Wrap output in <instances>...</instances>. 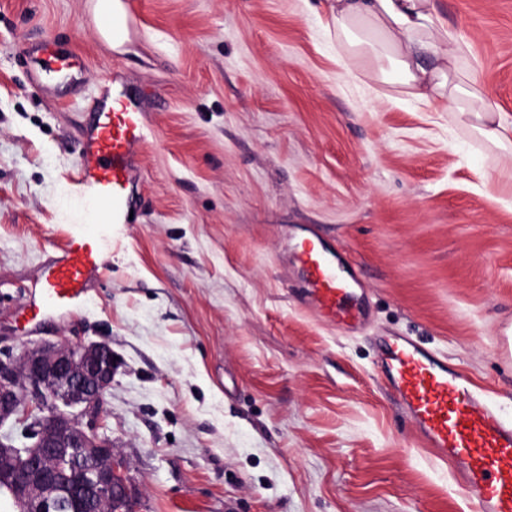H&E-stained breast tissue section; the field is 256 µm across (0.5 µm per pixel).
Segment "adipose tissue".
Returning <instances> with one entry per match:
<instances>
[{"label": "adipose tissue", "instance_id": "adipose-tissue-1", "mask_svg": "<svg viewBox=\"0 0 512 512\" xmlns=\"http://www.w3.org/2000/svg\"><path fill=\"white\" fill-rule=\"evenodd\" d=\"M328 16L342 48L339 64L368 54L387 58L392 71L374 69V79L395 76L404 95L445 104L457 119L471 122L487 143L512 146V118L480 104L476 90L463 81L461 48L440 23L431 0H329ZM426 52L437 56L433 67L418 62Z\"/></svg>", "mask_w": 512, "mask_h": 512}]
</instances>
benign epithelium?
<instances>
[{
  "mask_svg": "<svg viewBox=\"0 0 512 512\" xmlns=\"http://www.w3.org/2000/svg\"><path fill=\"white\" fill-rule=\"evenodd\" d=\"M121 366L105 342L0 348V491L13 512H128L138 495L105 432Z\"/></svg>",
  "mask_w": 512,
  "mask_h": 512,
  "instance_id": "benign-epithelium-1",
  "label": "benign epithelium"
}]
</instances>
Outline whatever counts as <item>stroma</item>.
<instances>
[{
	"label": "stroma",
	"instance_id": "obj_1",
	"mask_svg": "<svg viewBox=\"0 0 512 512\" xmlns=\"http://www.w3.org/2000/svg\"><path fill=\"white\" fill-rule=\"evenodd\" d=\"M119 48L93 0H0V347L108 342L106 432L133 512H471L374 370L417 337L512 419V155L451 115L376 96L336 64L326 0H132ZM461 70L512 115V0H432ZM78 56L79 88L25 44ZM153 131L129 223L83 224L76 144L105 83ZM317 225L365 285L343 333L288 272ZM105 244L100 285L32 323L25 292L69 235Z\"/></svg>",
	"mask_w": 512,
	"mask_h": 512
}]
</instances>
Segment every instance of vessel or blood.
Returning a JSON list of instances; mask_svg holds the SVG:
<instances>
[{
  "label": "vessel or blood",
  "instance_id": "b4317fda",
  "mask_svg": "<svg viewBox=\"0 0 512 512\" xmlns=\"http://www.w3.org/2000/svg\"><path fill=\"white\" fill-rule=\"evenodd\" d=\"M132 21L130 0H112L113 36L125 35ZM30 53L38 64L34 81L60 74L69 84L82 82L77 57L60 53L52 42L34 43ZM150 134L141 101L121 88H104L79 139L75 173L85 206L99 223H126ZM103 256L95 236H69L28 294L33 314L80 307L99 283ZM293 268L305 299L320 317L346 333L365 319L364 304L355 301L352 283L323 245L318 227L308 228L301 238ZM377 374L386 380L419 440L450 463L474 512H512V421L502 418L460 368L411 337L383 339Z\"/></svg>",
  "mask_w": 512,
  "mask_h": 512
}]
</instances>
